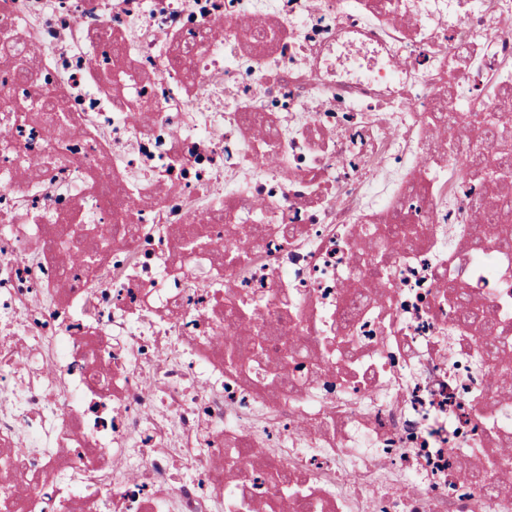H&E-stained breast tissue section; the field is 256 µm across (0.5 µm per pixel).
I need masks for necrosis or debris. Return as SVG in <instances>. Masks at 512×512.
I'll return each instance as SVG.
<instances>
[{
  "label": "necrosis or debris",
  "instance_id": "necrosis-or-debris-1",
  "mask_svg": "<svg viewBox=\"0 0 512 512\" xmlns=\"http://www.w3.org/2000/svg\"><path fill=\"white\" fill-rule=\"evenodd\" d=\"M489 82L512 0H0V512H512Z\"/></svg>",
  "mask_w": 512,
  "mask_h": 512
}]
</instances>
